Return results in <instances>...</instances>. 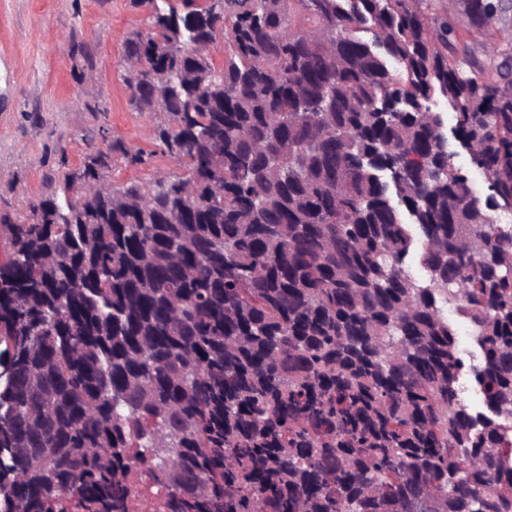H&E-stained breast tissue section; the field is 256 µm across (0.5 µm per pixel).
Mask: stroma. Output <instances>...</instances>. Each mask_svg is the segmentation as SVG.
Masks as SVG:
<instances>
[{"label":"stroma","instance_id":"1","mask_svg":"<svg viewBox=\"0 0 512 512\" xmlns=\"http://www.w3.org/2000/svg\"><path fill=\"white\" fill-rule=\"evenodd\" d=\"M147 17L131 0H0V215L27 217L33 202L61 196L106 136L147 161L112 160L105 186L177 170L157 116L129 104L123 43Z\"/></svg>","mask_w":512,"mask_h":512}]
</instances>
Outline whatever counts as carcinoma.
Masks as SVG:
<instances>
[{
  "label": "carcinoma",
  "mask_w": 512,
  "mask_h": 512,
  "mask_svg": "<svg viewBox=\"0 0 512 512\" xmlns=\"http://www.w3.org/2000/svg\"><path fill=\"white\" fill-rule=\"evenodd\" d=\"M131 3L180 172L82 193L115 139L0 218V512H125L132 458L170 512H512V40L453 18L512 0ZM493 26V30L490 32L470 28L469 33L466 34V39L480 60L486 61L488 59L491 41L493 40L490 34H495V38L500 40L502 46H505V42L501 39V36L503 38V31L507 32V30H510V27H512V11L509 13L507 20H504V18L502 20L500 19ZM498 30L501 32H498Z\"/></svg>",
  "instance_id": "obj_1"
}]
</instances>
